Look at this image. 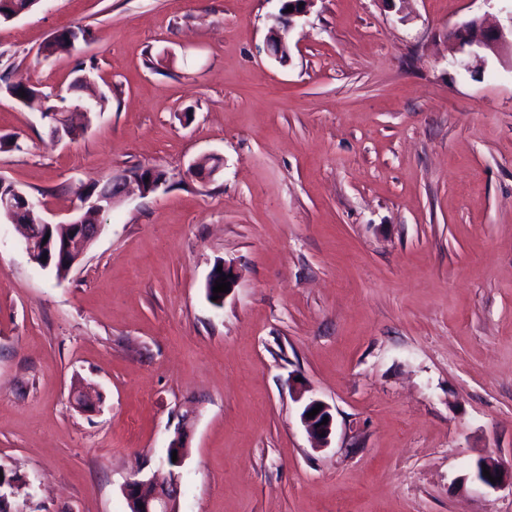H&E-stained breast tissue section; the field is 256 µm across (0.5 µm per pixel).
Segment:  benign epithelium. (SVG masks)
<instances>
[{"label":"benign epithelium","instance_id":"1","mask_svg":"<svg viewBox=\"0 0 512 512\" xmlns=\"http://www.w3.org/2000/svg\"><path fill=\"white\" fill-rule=\"evenodd\" d=\"M312 0H282V6L276 23L269 30L265 44L269 56L281 64H288L291 59L290 35L295 27L296 19L307 14ZM293 6V11H288V6ZM453 53L465 54L467 59H453V63L463 71L470 74L477 73L485 64L490 55L500 59L503 55L512 52V41L507 39V34L501 27L487 25L483 19L475 17L461 26L452 34ZM223 167V159L218 155H206L191 165L190 173L195 177L209 181L218 174ZM149 173L148 178H142L143 173ZM154 169L140 170L135 176L137 187L141 194L147 195L157 191L163 182H155ZM129 182L126 175L112 177V196L96 197L92 194H81L83 205L87 206L85 213H79L70 221L56 226L40 218L38 221L22 225L26 240V251L32 261L40 267L47 269L51 266L59 267L65 272H70L82 259L84 250L90 246L101 232V225L91 220V216L103 213L111 209L125 192V186ZM19 200L14 197L0 196V222L11 224L18 223L16 216L17 204L21 203L29 208L30 212H37V205L24 196L17 193ZM58 228L65 232L64 238L56 242L53 238L46 237L52 228ZM224 277L230 282L229 289H234L240 278V273L231 265H222V271L212 270L208 282L213 283L218 278ZM321 406L317 415L307 417L316 406ZM328 419L327 424H322L323 419ZM301 421L306 430L312 436L314 443L325 448L330 444L333 433L334 419L330 407L323 401L315 398L309 399L301 413ZM177 455V460H172V455ZM185 459V450L178 442L172 443L168 448L167 466L171 474L164 477L153 475L144 479L129 481L123 488V494L127 506L131 512H179V499L181 493L180 474L176 469L181 467ZM489 470L496 483H491L489 478L483 475V470ZM475 479L483 486L498 489L506 484H512V463L504 465L488 459H481L476 464Z\"/></svg>","mask_w":512,"mask_h":512}]
</instances>
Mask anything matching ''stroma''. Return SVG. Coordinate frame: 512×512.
<instances>
[{
    "label": "stroma",
    "instance_id": "stroma-1",
    "mask_svg": "<svg viewBox=\"0 0 512 512\" xmlns=\"http://www.w3.org/2000/svg\"><path fill=\"white\" fill-rule=\"evenodd\" d=\"M42 0L0 22V76L106 95L75 139L0 90V178L65 222L78 191L165 172L98 218L63 279L0 223L6 512H128L181 440L179 512H512V66L448 35L512 0ZM89 42L41 60L64 28ZM85 76L87 89L71 83ZM221 155L212 181L191 164ZM240 273L222 306L214 266ZM95 410L71 400L78 382ZM331 408L314 448L306 399ZM282 6L276 23L269 30L265 44L269 56L281 64H288L291 59L290 35L295 27L296 18L305 16L313 0H281ZM293 12H287L288 6ZM316 405H321L319 413L315 415L314 418L307 417V413L315 408ZM325 416H328V422L326 425H321ZM301 421L318 447L325 448L330 444L334 427V419L330 412V407L326 403L319 399L310 398L304 405L301 413ZM316 424H319V427H316ZM322 432H325L324 436H321ZM482 464H486V468L489 470L492 477H502V480H496V484H492L488 477L483 475ZM476 474L477 475L474 476L475 479L487 488L498 489L509 483L512 486V462L506 466L500 462L483 458L476 464Z\"/></svg>",
    "mask_w": 512,
    "mask_h": 512
}]
</instances>
